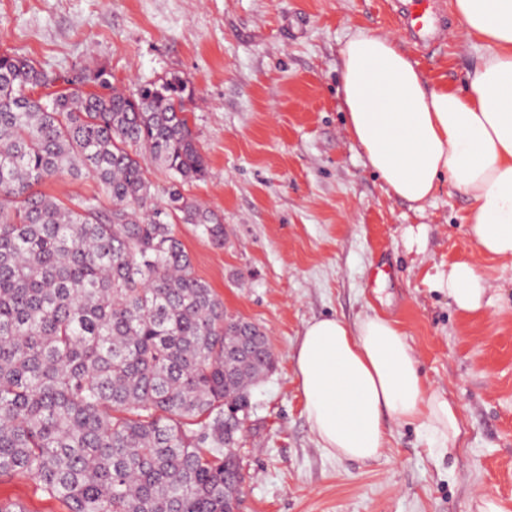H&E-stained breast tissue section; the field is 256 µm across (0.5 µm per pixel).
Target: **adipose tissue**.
<instances>
[{
    "label": "adipose tissue",
    "instance_id": "adipose-tissue-1",
    "mask_svg": "<svg viewBox=\"0 0 512 512\" xmlns=\"http://www.w3.org/2000/svg\"><path fill=\"white\" fill-rule=\"evenodd\" d=\"M451 5L486 46L468 86L426 81L394 38L353 31L339 49L348 131L396 196L422 203L445 180L468 194L479 251L512 259V0ZM433 281L460 311L481 309L485 281L474 263L455 262ZM293 359L311 430L336 459H378L397 425L425 430L439 451L461 433L455 405L426 383L391 319L312 320Z\"/></svg>",
    "mask_w": 512,
    "mask_h": 512
}]
</instances>
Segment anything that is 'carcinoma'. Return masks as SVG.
Returning <instances> with one entry per match:
<instances>
[{
  "label": "carcinoma",
  "instance_id": "cac0c4a2",
  "mask_svg": "<svg viewBox=\"0 0 512 512\" xmlns=\"http://www.w3.org/2000/svg\"><path fill=\"white\" fill-rule=\"evenodd\" d=\"M174 75L126 92L104 67L55 75L0 51V479L23 475L67 512H235L246 474L234 411L274 368L168 221L217 246L224 225L184 196L205 174ZM171 178L153 202L146 164ZM84 175L112 200L64 203ZM44 193L54 196L64 202L72 197H98L100 204L104 208L112 205L101 190L98 182L92 177L81 178H63L47 182L40 188Z\"/></svg>",
  "mask_w": 512,
  "mask_h": 512
}]
</instances>
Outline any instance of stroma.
<instances>
[{"label":"stroma","instance_id":"obj_1","mask_svg":"<svg viewBox=\"0 0 512 512\" xmlns=\"http://www.w3.org/2000/svg\"><path fill=\"white\" fill-rule=\"evenodd\" d=\"M396 0H0V49L67 73L105 66L132 90L171 75L193 91L189 126L207 163L182 192L214 212L223 246L173 213L193 272L228 316L259 325L276 368L253 390L238 454L241 512H512V259L482 256L471 200L450 183L417 205L395 196L346 127L339 49L362 28L387 31L425 79L465 87L484 53L441 0L447 39L420 48L397 26ZM422 228V249L408 248ZM467 259L486 281L483 308L459 312L428 273ZM396 321L431 388L457 407L452 452L395 427L384 454L341 461L320 448L293 350L314 319ZM0 501L65 512L25 477Z\"/></svg>","mask_w":512,"mask_h":512}]
</instances>
